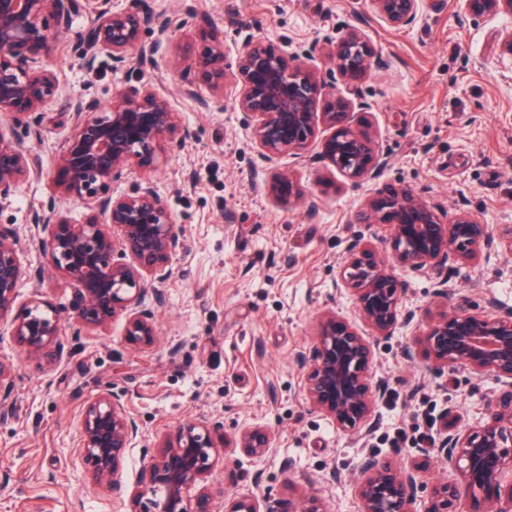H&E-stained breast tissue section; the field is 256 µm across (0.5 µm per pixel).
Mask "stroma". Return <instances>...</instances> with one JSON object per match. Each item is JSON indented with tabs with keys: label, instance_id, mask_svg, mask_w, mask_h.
<instances>
[{
	"label": "stroma",
	"instance_id": "1",
	"mask_svg": "<svg viewBox=\"0 0 512 512\" xmlns=\"http://www.w3.org/2000/svg\"><path fill=\"white\" fill-rule=\"evenodd\" d=\"M150 2L156 12L187 21L172 35L168 55L152 66L116 68L102 55L86 68L71 53L70 38L47 59L61 92L48 105L38 138L28 142L42 175L0 202V225L14 229L23 252L17 305L37 294L73 319V289L48 264L32 223L51 203L78 222L88 214L80 202L61 198L52 179L54 159L72 132L70 100L83 94L107 104L121 88L152 85L181 113L189 135L164 166L132 168L113 191L128 194L152 179L183 233L174 274L160 286L159 341L128 345L120 316L105 330L66 332L63 355L50 365L27 357L9 320L0 321V359L14 368L17 399L13 418L0 422V483L6 485L0 512H71L77 500L83 512H129L127 492L147 449L203 417L223 421L229 432L259 424L273 434L263 467L237 449L215 461L208 486L217 512L228 494L267 495L275 512L311 497L322 512H358L356 478L369 453L402 467L420 463L427 483H458L455 468L437 453L420 456L415 440L439 436L451 407L467 426H480L500 386L465 373L436 374L423 355L408 362L403 350L444 310L512 309V256L451 261L442 276L392 265L404 288L402 309L414 319L376 346L374 372L388 391L377 423L362 438L310 409L302 358L320 312L355 317L351 289L335 284L348 242L361 235L382 255L390 253L382 225L356 221L365 199L406 187L449 214L476 215L494 231L512 225V59L500 44L512 16L472 17L462 0H422L416 23L398 29L366 0ZM348 26L360 29L384 60L353 87L324 53ZM214 35L224 43L231 75L253 42L286 52L314 49L325 98L353 90L369 103L376 139L389 156L382 175L352 184L323 158L318 140L306 158L286 153L263 161L233 105V85H225L223 103L199 110L180 92L182 68ZM278 171L296 174L298 203L273 200L269 185ZM441 285L447 298L436 295ZM109 388L123 394L141 435L113 483L98 486L80 450V416Z\"/></svg>",
	"mask_w": 512,
	"mask_h": 512
}]
</instances>
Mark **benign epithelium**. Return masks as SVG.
<instances>
[{"label": "benign epithelium", "mask_w": 512, "mask_h": 512, "mask_svg": "<svg viewBox=\"0 0 512 512\" xmlns=\"http://www.w3.org/2000/svg\"><path fill=\"white\" fill-rule=\"evenodd\" d=\"M371 10L392 27L411 25L421 0H368ZM471 15L512 16V0H464ZM89 19L86 34L71 45L84 65L94 67L106 53L116 68L128 63L145 67L183 27L176 16L157 14L148 0H132L115 9L112 0H0V200L17 186L41 175L25 139L37 133L48 104L60 92L53 71L39 65L67 34L75 13ZM156 31L152 42L143 33ZM336 72L348 83L364 79L382 58L364 33L348 28L331 44ZM313 51L277 53L255 42L244 50L234 75V104L249 122L260 157L272 162L282 153L302 158L319 127L330 134L323 152L336 170L353 183L379 178L387 159L376 144L367 116L369 104L338 96L319 107L324 80L310 60ZM196 69L224 95V43L213 39ZM73 129L56 159L57 186L64 198L86 205L92 215L75 223L55 203L33 215V224L51 228L45 252L53 268L74 286L77 323L106 329L118 315L126 317L125 339L135 348L155 344L159 336L155 308L164 298L151 283L174 274L173 261L183 248L180 228L154 183L143 181L135 193L116 195L112 184L137 166L152 169L181 145L185 129L180 113L151 86H131L115 93L104 108L95 98L72 105ZM271 193L281 203L298 201L294 175H275ZM442 207L407 188L368 200L359 210L361 224L389 227L392 258L414 272L434 271L448 260L467 263L503 249L512 254V227L499 235L478 217L462 212L448 222ZM121 229L114 239L109 227ZM23 275L21 252L10 228L0 225V319L10 315L11 336L26 353L49 364L63 354L61 319L48 302L34 299L16 310ZM342 283L352 287L359 319L355 324L324 312L315 341L304 358L305 394L310 408L329 418L336 429L359 435L377 416L386 382L374 373L376 345L393 335L401 314L402 288L386 259L359 236L339 262ZM432 368L505 381L506 389L488 404L486 420L475 430L447 425L438 456L460 476V484H428L418 467H398L374 455L363 458L357 492L361 512H413L418 494L428 493L427 512H512V310L499 314L459 309L443 314L420 339ZM12 365L0 359V421L16 408ZM81 448L89 476L98 485L112 482L140 429L122 395L107 391L84 407L80 419ZM271 431L246 425L227 432L218 419L189 420L174 438L158 443L144 465L130 498L134 512H215L206 479L224 448H238L261 465L271 452ZM224 512H274L263 497L224 498Z\"/></svg>", "instance_id": "7a95c632"}]
</instances>
